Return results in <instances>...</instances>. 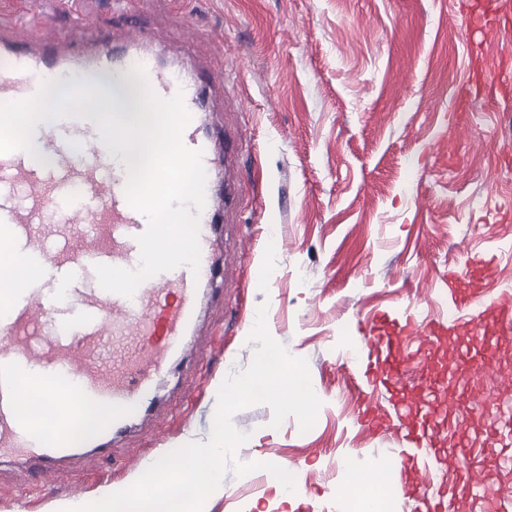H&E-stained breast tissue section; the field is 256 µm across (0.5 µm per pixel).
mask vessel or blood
Instances as JSON below:
<instances>
[{
  "instance_id": "obj_1",
  "label": "vessel or blood",
  "mask_w": 512,
  "mask_h": 512,
  "mask_svg": "<svg viewBox=\"0 0 512 512\" xmlns=\"http://www.w3.org/2000/svg\"><path fill=\"white\" fill-rule=\"evenodd\" d=\"M38 24L0 27V108L17 112L24 134L0 126V253L22 258L27 281L0 290V457H25L31 475H45L52 461L73 458V433L89 407H107L110 418L95 428V450L113 455L112 440L135 415L156 402V382L170 357L192 345L188 330L198 308V290L216 272L213 248L218 219L235 206L238 189L227 185L223 196L207 194L198 216L200 267L181 266L145 280L133 297L104 290L96 265L133 269L139 264L138 235L146 218L125 195L126 166L119 152L100 139L95 115L104 109L124 114V91L135 81L132 68H143L161 97L181 96L191 119L183 143L202 150L205 171L235 161L241 139L218 140L204 133L210 110L211 78H187L183 69L163 65L144 49L149 35L132 28L130 41L116 45L103 38L86 49L80 29L69 33L71 52L63 56L39 37ZM496 258L485 255L468 274L448 275L454 314L450 318L410 315L400 322L373 325L364 336L368 353L383 357V380L403 387L406 357L403 339L414 337L437 350L451 333L479 345L484 365L496 359L503 341L512 339V293L485 299L470 288L471 278L495 276ZM54 409L49 422L37 426L19 414L24 394ZM512 407L489 414L483 456L512 472ZM401 447L389 450L402 482L393 486L395 512L416 503L418 512H443L440 493L415 497L433 483L438 432L397 415Z\"/></svg>"
}]
</instances>
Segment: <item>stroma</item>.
Here are the masks:
<instances>
[{
  "instance_id": "35a3bbf8",
  "label": "stroma",
  "mask_w": 512,
  "mask_h": 512,
  "mask_svg": "<svg viewBox=\"0 0 512 512\" xmlns=\"http://www.w3.org/2000/svg\"><path fill=\"white\" fill-rule=\"evenodd\" d=\"M153 31L161 59L226 77L214 88L209 130H245L237 168L245 189L216 234L230 257L231 285L202 287L198 352L174 357L158 381L157 405L114 444L113 460L56 467L53 480L20 482L0 462V512H50L80 483L121 490L146 461L208 441L218 391L246 370L258 308L269 335L306 359L321 401L301 432L289 417L271 427L265 404L237 411L249 439L236 450L259 462L227 471L205 512H349L337 495L344 455L387 467L396 427L374 429L362 414L367 387L347 353L379 316L446 312L444 276L470 258L497 253V281L512 285V0L496 22L467 38L482 0H123ZM58 9L41 33L64 42L73 22L87 42L129 36L105 0H0V23L20 10ZM193 16L195 32L177 23ZM477 108L450 110L460 87ZM294 467L293 495L262 463Z\"/></svg>"
}]
</instances>
